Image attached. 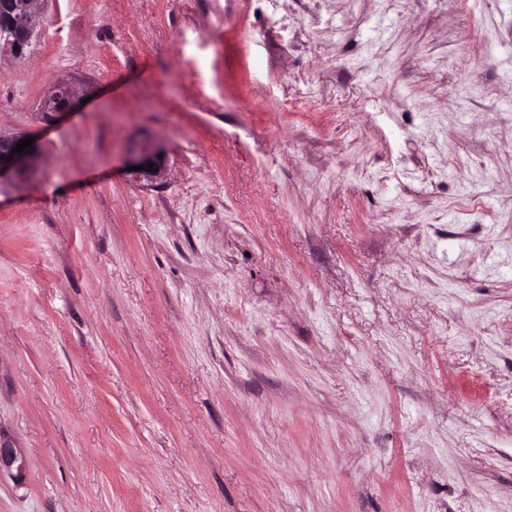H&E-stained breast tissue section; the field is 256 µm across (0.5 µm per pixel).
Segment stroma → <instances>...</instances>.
Here are the masks:
<instances>
[{
  "label": "stroma",
  "instance_id": "stroma-1",
  "mask_svg": "<svg viewBox=\"0 0 512 512\" xmlns=\"http://www.w3.org/2000/svg\"><path fill=\"white\" fill-rule=\"evenodd\" d=\"M0 134V512H512V0H45ZM73 98L74 93L72 87L70 85L60 84L45 98L42 109L45 112H67L72 104ZM20 140L23 139L14 137L5 138L0 135V171L6 166L27 167L33 163L34 156L32 155L29 147L24 149L22 154L13 152V147H15ZM4 156H11L10 161L3 160ZM160 151L155 150L152 146H145L141 149L139 157L133 159V165H145V169L136 170V177L145 179L147 182L153 183L164 171V165L159 158ZM148 163H152L153 167L149 168ZM26 469L24 449L0 430V480L6 476L20 485L26 477Z\"/></svg>",
  "mask_w": 512,
  "mask_h": 512
}]
</instances>
